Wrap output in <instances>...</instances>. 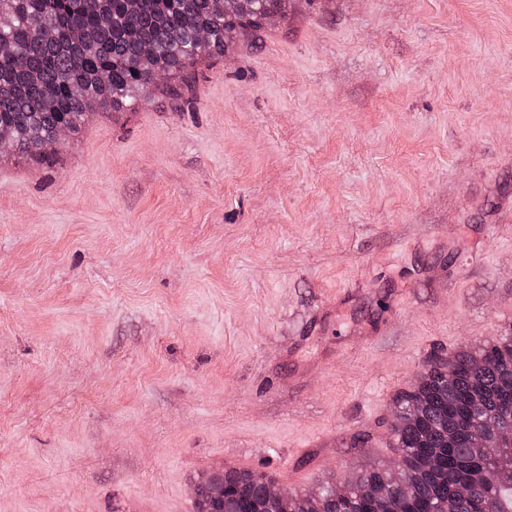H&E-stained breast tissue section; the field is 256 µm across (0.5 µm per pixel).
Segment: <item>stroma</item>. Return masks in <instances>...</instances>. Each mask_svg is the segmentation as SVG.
<instances>
[{
  "instance_id": "35a3bbf8",
  "label": "stroma",
  "mask_w": 512,
  "mask_h": 512,
  "mask_svg": "<svg viewBox=\"0 0 512 512\" xmlns=\"http://www.w3.org/2000/svg\"><path fill=\"white\" fill-rule=\"evenodd\" d=\"M184 78L0 156V512L388 464L512 333V0H287Z\"/></svg>"
}]
</instances>
